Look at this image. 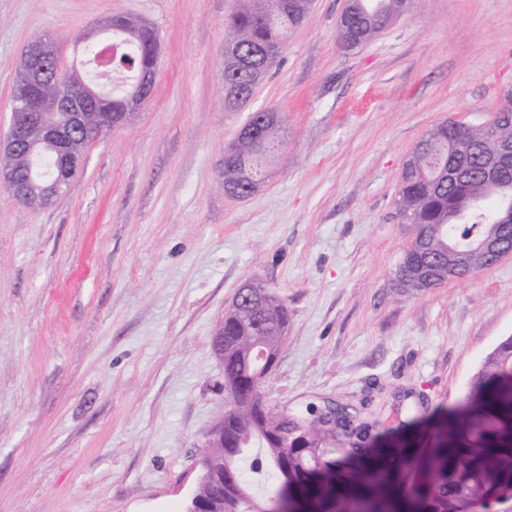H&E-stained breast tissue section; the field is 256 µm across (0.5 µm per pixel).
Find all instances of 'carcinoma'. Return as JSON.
Masks as SVG:
<instances>
[{
  "label": "carcinoma",
  "instance_id": "cac0c4a2",
  "mask_svg": "<svg viewBox=\"0 0 512 512\" xmlns=\"http://www.w3.org/2000/svg\"><path fill=\"white\" fill-rule=\"evenodd\" d=\"M417 0H351L337 22L341 44L352 49L372 40ZM304 0H237L224 17V46L242 51L245 62L224 61V87L247 91L251 66L266 70L279 61L288 30L301 25ZM140 20L126 16L125 31L112 37L129 45L114 62V71L132 77L145 62L135 32ZM45 119L56 111L57 90L42 93ZM279 124L255 121L257 144L242 143L224 156V184L245 193L248 179L279 157ZM512 141V117L501 121L490 139L482 125L449 119L415 146L412 165L402 167L399 211L417 233L396 271L402 288L424 290L442 284L436 276L448 244L467 247L490 224L512 237V166L487 178L483 169L498 158L501 144ZM465 163L464 178L448 182V167ZM265 305L241 302L224 313V446H209L204 457L214 481L202 487L209 498L224 497V512H267L271 500L288 501V512H386L382 491L399 492L396 512H497L512 501V336L485 359L470 383L448 439L434 449L422 470L400 468L405 448L370 447V426L341 413L337 434L316 426L295 434L288 444L276 437L278 418L255 407L266 365L255 355L263 346L270 356L280 351L288 329L284 302L257 288ZM359 445L358 466L341 470L338 434Z\"/></svg>",
  "mask_w": 512,
  "mask_h": 512
}]
</instances>
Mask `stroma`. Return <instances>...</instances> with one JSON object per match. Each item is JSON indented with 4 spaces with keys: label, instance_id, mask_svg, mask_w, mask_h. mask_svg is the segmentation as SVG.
Returning a JSON list of instances; mask_svg holds the SVG:
<instances>
[{
    "label": "stroma",
    "instance_id": "1",
    "mask_svg": "<svg viewBox=\"0 0 512 512\" xmlns=\"http://www.w3.org/2000/svg\"><path fill=\"white\" fill-rule=\"evenodd\" d=\"M234 0H0V133L29 42L62 70L100 20L150 22L151 98L92 141L70 190L34 210L0 183V512H184L224 412L211 337L262 283L288 331L261 384L290 416L350 404L376 446L437 448L445 415L512 336V257L404 293L414 228L401 168L435 125L483 123L512 85V0H417L345 49V0H314L245 109H224ZM277 109L287 161L246 198L224 150Z\"/></svg>",
    "mask_w": 512,
    "mask_h": 512
}]
</instances>
